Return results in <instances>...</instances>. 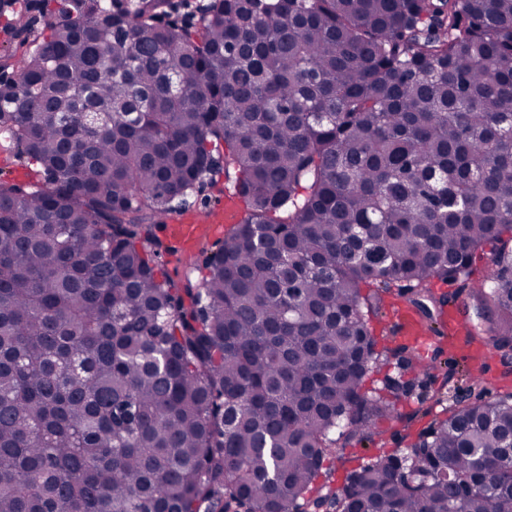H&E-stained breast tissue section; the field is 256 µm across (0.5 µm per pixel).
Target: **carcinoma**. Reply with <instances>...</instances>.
Segmentation results:
<instances>
[{
  "instance_id": "obj_1",
  "label": "carcinoma",
  "mask_w": 512,
  "mask_h": 512,
  "mask_svg": "<svg viewBox=\"0 0 512 512\" xmlns=\"http://www.w3.org/2000/svg\"><path fill=\"white\" fill-rule=\"evenodd\" d=\"M123 2L0 0V146L40 175L0 181V512H512L483 368L323 469L448 393L395 413L445 347L377 350L373 298L437 337L462 300L512 376V0ZM220 174L247 216L175 280L156 230ZM452 404L450 402H444V404L434 405L432 408V413L426 416L417 417L410 426L409 430H404L403 424L394 420H381L378 422L377 427L378 430L382 432V447L381 450L385 452H395L397 450H402L407 448V446L411 443L412 440L415 439L416 434L428 426V424L432 421L434 415L442 414L443 409ZM409 433L410 436L405 438V434ZM375 452L376 447L367 442L356 447L336 448L326 460L325 466L335 473L336 483L340 484L348 471L366 461Z\"/></svg>"
}]
</instances>
